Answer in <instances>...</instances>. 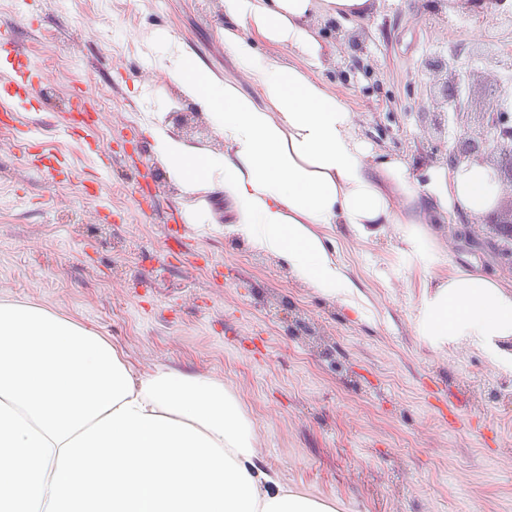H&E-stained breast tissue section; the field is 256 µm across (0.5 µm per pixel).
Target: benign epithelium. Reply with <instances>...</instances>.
I'll list each match as a JSON object with an SVG mask.
<instances>
[{"instance_id": "7a95c632", "label": "benign epithelium", "mask_w": 512, "mask_h": 512, "mask_svg": "<svg viewBox=\"0 0 512 512\" xmlns=\"http://www.w3.org/2000/svg\"><path fill=\"white\" fill-rule=\"evenodd\" d=\"M429 87L432 88L430 103L434 123L440 125L453 117L463 121L474 117V127H466L453 145L445 143L430 148H419V159H432L443 154L452 165L462 162L485 163L496 160L495 170L500 184L507 187L508 197L500 196L494 205L482 215L486 224L495 225L499 243L495 256L500 264L512 265V237L502 233L505 225H512V113L504 107L512 99V82L505 83L495 74L480 77L473 71L463 69L458 55L448 59L433 58L426 63ZM481 85L482 107L473 110L472 87ZM195 112L174 113V123L185 134L191 135L200 129L194 122Z\"/></svg>"}]
</instances>
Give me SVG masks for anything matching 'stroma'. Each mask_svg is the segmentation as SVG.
Wrapping results in <instances>:
<instances>
[{
    "mask_svg": "<svg viewBox=\"0 0 512 512\" xmlns=\"http://www.w3.org/2000/svg\"><path fill=\"white\" fill-rule=\"evenodd\" d=\"M0 40L12 46L0 73L17 48L35 69L30 105L0 130V298L93 326L140 368L223 382L265 466L343 512H512V398L475 349L443 355L416 334L425 273L398 253L394 228L361 242L345 225L322 227L357 290L350 308L221 232L232 218L222 197L181 198L161 174L144 127L188 101L157 75L177 56L239 75L220 0H0ZM327 43L317 76L347 90L374 155L402 159L424 184L432 170L418 168L419 145L453 142L457 126L437 130L421 113L419 71L456 50L487 72L485 47L512 48V0L484 16L443 0L434 20L416 17L414 0H376ZM76 108L97 113L111 166L73 134ZM40 154L64 161L68 179L40 169ZM493 238L486 225L467 242L435 231L440 274L511 273Z\"/></svg>",
    "mask_w": 512,
    "mask_h": 512,
    "instance_id": "stroma-1",
    "label": "stroma"
}]
</instances>
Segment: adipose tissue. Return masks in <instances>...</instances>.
Here are the masks:
<instances>
[{"label":"adipose tissue","instance_id":"obj_1","mask_svg":"<svg viewBox=\"0 0 512 512\" xmlns=\"http://www.w3.org/2000/svg\"><path fill=\"white\" fill-rule=\"evenodd\" d=\"M373 0H222L224 49L242 79L196 61L166 78L201 103L222 151L188 144L164 118L150 125L159 162L182 197L220 191L229 230L281 258L321 296L350 303L351 280L316 225L361 240L394 226L424 269L444 258L423 230L449 214L478 219L501 185L487 164L436 169L419 184L405 162H375L344 94L269 47L312 60L328 47L318 19L362 20ZM414 326L433 350L467 345L512 377V280L464 267L424 279ZM0 512H339L272 477L256 430L223 383L136 368L91 326L0 299Z\"/></svg>","mask_w":512,"mask_h":512}]
</instances>
